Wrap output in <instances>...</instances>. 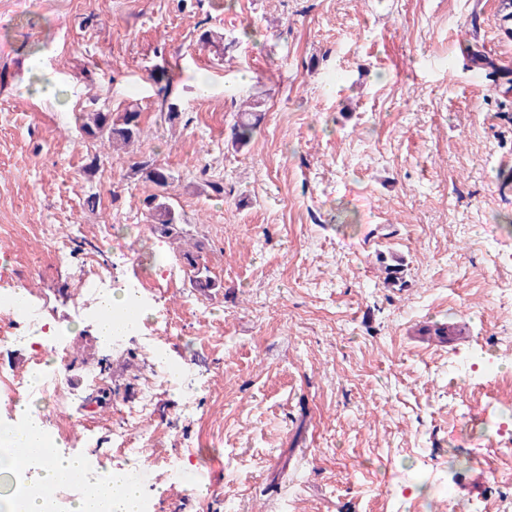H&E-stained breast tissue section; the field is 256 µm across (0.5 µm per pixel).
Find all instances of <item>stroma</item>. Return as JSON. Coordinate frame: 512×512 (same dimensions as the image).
<instances>
[{"instance_id":"stroma-1","label":"stroma","mask_w":512,"mask_h":512,"mask_svg":"<svg viewBox=\"0 0 512 512\" xmlns=\"http://www.w3.org/2000/svg\"><path fill=\"white\" fill-rule=\"evenodd\" d=\"M208 30L223 41L203 44ZM251 94L264 117L238 148ZM129 107L128 147L75 121ZM144 159L175 174L183 234L149 223L156 188L131 170ZM505 160L500 0H0V276L50 295L69 347L63 397L32 395L46 430L92 471L144 469L153 512H512V453L493 433L512 414ZM116 236L131 255L118 268ZM187 252L212 287L192 286ZM88 255L113 291L144 282L153 342L112 348L79 315ZM460 320L462 341L414 334ZM37 358L52 361L0 343V380L28 383ZM166 361L187 379L125 422L137 378ZM263 100L259 96H250L243 101L244 109L238 111V120L232 126V142L237 147L247 146L257 127V121L263 112Z\"/></svg>"}]
</instances>
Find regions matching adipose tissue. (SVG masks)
<instances>
[{"instance_id":"obj_1","label":"adipose tissue","mask_w":512,"mask_h":512,"mask_svg":"<svg viewBox=\"0 0 512 512\" xmlns=\"http://www.w3.org/2000/svg\"><path fill=\"white\" fill-rule=\"evenodd\" d=\"M16 415L24 420V427L0 426V446L8 450L0 461V472H7L14 483L29 486L28 491L13 492V512H52V490L72 484L75 475L84 472V461L49 446L41 413L29 396L20 398ZM95 484V492L82 494L72 512H142L139 482L122 481L114 487L99 477Z\"/></svg>"}]
</instances>
